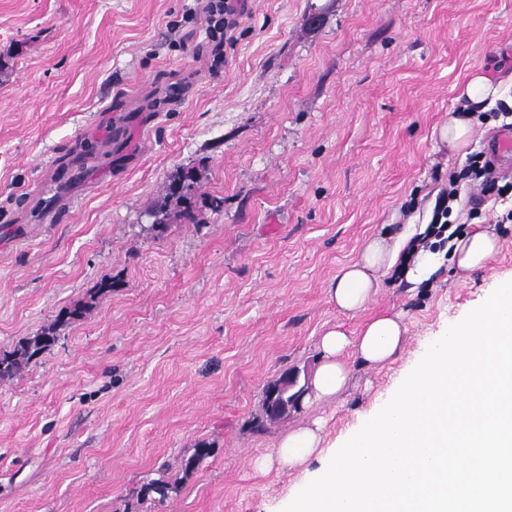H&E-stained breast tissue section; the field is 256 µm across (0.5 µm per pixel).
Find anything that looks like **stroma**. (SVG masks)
Wrapping results in <instances>:
<instances>
[{"label":"stroma","instance_id":"stroma-1","mask_svg":"<svg viewBox=\"0 0 512 512\" xmlns=\"http://www.w3.org/2000/svg\"><path fill=\"white\" fill-rule=\"evenodd\" d=\"M196 0H0V351L98 283L112 289L0 383V512H281L318 459L275 461L290 430L359 413L451 323L512 275V207L462 191L451 223L491 224L500 251L422 288L388 274L360 314L328 288L363 241L434 211L463 153L439 128L474 70L512 79V0H248L213 63ZM191 174L195 217L165 203ZM413 209H406V201ZM402 315L393 364L264 432V388L312 375L328 329ZM212 453L191 475L181 462ZM180 478L161 502L142 494Z\"/></svg>","mask_w":512,"mask_h":512}]
</instances>
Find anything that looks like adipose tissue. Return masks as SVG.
<instances>
[{"instance_id":"ef3b65f1","label":"adipose tissue","mask_w":512,"mask_h":512,"mask_svg":"<svg viewBox=\"0 0 512 512\" xmlns=\"http://www.w3.org/2000/svg\"><path fill=\"white\" fill-rule=\"evenodd\" d=\"M503 93V82L495 74L486 71L470 74L458 94L467 112L450 117L441 126L439 141L456 151L468 146L473 137L474 113L486 111ZM430 234L429 224L423 223L404 225L396 236L377 233L366 238L356 258L340 269L329 288L337 309L351 316L364 311L382 277L398 264L407 248L411 249L414 261L406 270V281L417 286L430 279L443 261L438 253L422 244ZM448 247L454 271L469 275L486 267L499 249V239L493 227L487 226L451 238ZM406 332L397 314L371 318L355 336L338 328L327 331L320 340V363L308 382L307 398L328 400L346 387L349 378V369L343 360L346 352H354L369 366L394 362L404 348Z\"/></svg>"}]
</instances>
